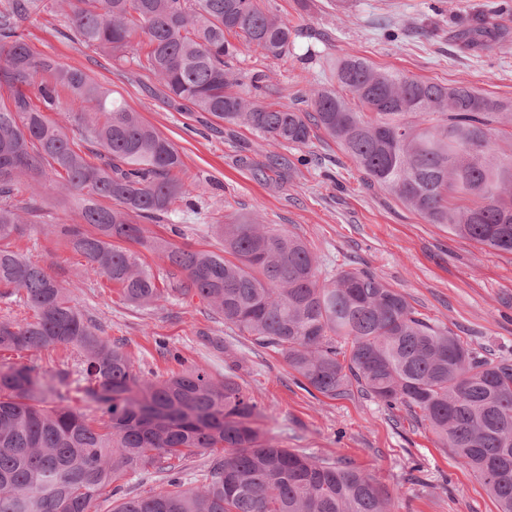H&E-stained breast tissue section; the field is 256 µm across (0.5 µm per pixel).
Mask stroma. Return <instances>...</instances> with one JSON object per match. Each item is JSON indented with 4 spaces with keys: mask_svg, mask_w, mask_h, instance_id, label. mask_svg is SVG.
<instances>
[{
    "mask_svg": "<svg viewBox=\"0 0 512 512\" xmlns=\"http://www.w3.org/2000/svg\"><path fill=\"white\" fill-rule=\"evenodd\" d=\"M491 0H266L268 9L300 29L294 53L267 59L252 51L234 61L243 72L264 71L289 99L304 100L321 85L330 61L363 57L378 67L437 83H465L512 99V0L490 15ZM490 21L501 38L485 49L467 47L461 29ZM66 21L41 13L21 33L34 51L82 69L116 91L180 150L185 177L195 184L194 210L147 224L148 235L218 250L220 240L199 213L220 217L225 203L237 215L259 216L271 228L298 235L320 262L322 276L366 270L404 294L432 324L467 341L478 354L512 357V254L489 252L472 241L429 224L379 187L331 139L318 136L308 151L325 156L323 167L294 171L283 181L268 179V166L292 149L237 128L214 127L206 114L170 107L156 81L132 66L65 35ZM316 55L304 60L307 48ZM32 228L15 246L26 257L69 283L74 304L101 336L122 344L143 372L175 369L169 351L204 368L216 379L231 377L264 411L259 427L284 448L306 449L369 472L396 496V512H498L484 486L423 425L402 407L390 409L352 391L331 399L307 391L280 351L239 336L198 297L171 299L140 309L126 304L105 277L85 273L79 256L64 248L52 230L79 218L68 196L46 185Z\"/></svg>",
    "mask_w": 512,
    "mask_h": 512,
    "instance_id": "stroma-1",
    "label": "stroma"
}]
</instances>
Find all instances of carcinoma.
<instances>
[{
    "mask_svg": "<svg viewBox=\"0 0 512 512\" xmlns=\"http://www.w3.org/2000/svg\"><path fill=\"white\" fill-rule=\"evenodd\" d=\"M77 40L129 63L164 87L167 103L203 112L292 148L317 133L334 141L374 185L428 224L512 254V102L465 84L445 86L336 59L338 88L311 91L307 108L283 100L262 72L229 62L254 48L288 56L297 29L263 0H58ZM46 0H0V297L32 316L0 318V512H394L365 470L279 446L257 425L263 410L230 377L192 366L145 376L123 346L98 334L69 289L10 247L37 211L24 193L53 175L74 198L79 224H57L87 271L124 302L154 308L193 295L260 347L283 353L299 383L335 399L356 386L404 406L453 449L498 512H512V358L487 359L420 316L376 276L342 270L319 280L298 236L258 217L211 218L218 252L145 235L143 222L179 211L195 190L179 149L83 70L38 54L19 33ZM143 37L130 48L137 32ZM235 37L234 43L229 37ZM63 112L72 135L49 119ZM167 266V284L136 252ZM62 350L70 369L37 358ZM207 452L187 487L181 460ZM149 469L163 483L118 496Z\"/></svg>",
    "mask_w": 512,
    "mask_h": 512,
    "instance_id": "carcinoma-1",
    "label": "carcinoma"
}]
</instances>
